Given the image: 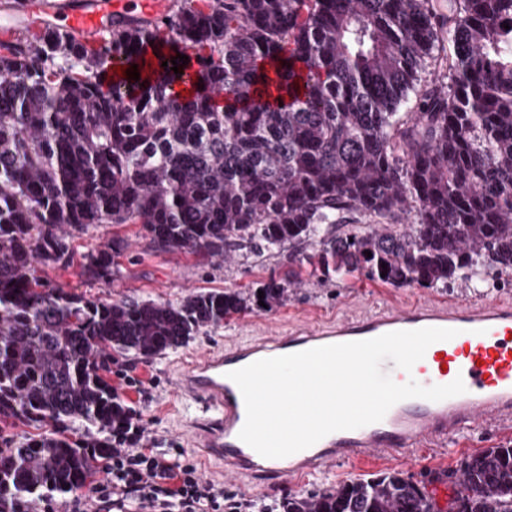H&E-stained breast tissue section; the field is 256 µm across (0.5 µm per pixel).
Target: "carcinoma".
I'll return each instance as SVG.
<instances>
[{"label": "carcinoma", "instance_id": "cac0c4a2", "mask_svg": "<svg viewBox=\"0 0 512 512\" xmlns=\"http://www.w3.org/2000/svg\"><path fill=\"white\" fill-rule=\"evenodd\" d=\"M38 25L0 41V421L33 428L0 441V512L103 467L134 418L116 357L149 362L247 307L230 289L103 301L36 275L71 264L75 238L101 224L218 259L314 245L312 271L392 286L512 271V0H180L83 43ZM435 48L448 83L418 89ZM116 59L139 79L106 88ZM192 68L199 89L182 98ZM122 250L91 246L84 274L111 279ZM261 291L271 306L286 288ZM448 478V512H512L511 443ZM261 512L441 509L393 471Z\"/></svg>", "mask_w": 512, "mask_h": 512}]
</instances>
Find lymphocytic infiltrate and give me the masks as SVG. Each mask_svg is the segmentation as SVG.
Here are the masks:
<instances>
[{"instance_id": "obj_1", "label": "lymphocytic infiltrate", "mask_w": 512, "mask_h": 512, "mask_svg": "<svg viewBox=\"0 0 512 512\" xmlns=\"http://www.w3.org/2000/svg\"><path fill=\"white\" fill-rule=\"evenodd\" d=\"M145 428L135 423L127 437L115 439L105 475L91 481L72 500V512L94 503L104 512H242L224 503V492L200 476L180 449L143 445Z\"/></svg>"}]
</instances>
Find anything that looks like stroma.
<instances>
[{"instance_id":"stroma-1","label":"stroma","mask_w":512,"mask_h":512,"mask_svg":"<svg viewBox=\"0 0 512 512\" xmlns=\"http://www.w3.org/2000/svg\"><path fill=\"white\" fill-rule=\"evenodd\" d=\"M116 236L124 239L125 248L116 259L118 271L111 283L89 280L77 262L65 268L47 270V278L65 290L104 300L135 296L175 302L185 294L201 289H232L249 293L269 280L287 279L289 269L306 266L304 251L285 247L260 255L241 251L223 261L169 252L153 243L137 224L100 225L75 239V251L84 253L89 245L108 243ZM442 297L475 303L495 298L512 299V273L493 275L479 284L457 283L446 290L394 287L371 281L359 273L327 279L308 275L301 285L289 288L280 304L263 309L249 306L224 326L203 329L187 344L167 350L152 362L144 363L129 356L119 358L112 367V385L145 424L146 447L181 449L186 461L194 464L198 457L186 438L191 410L172 389L177 365L190 363L199 352L243 342L268 329L287 332L297 319L308 315L329 319L343 312L376 311L397 302ZM509 441H512V425L481 427L468 433L454 446L425 445L395 458L364 466L341 462L316 477L293 482L271 481L255 485L246 479H224L220 477V466L216 463L211 466L209 480L222 488L225 496L270 503L288 495L307 496L342 482L396 470L423 483L439 508L444 510L452 488L447 482L435 480V473L457 468L468 455Z\"/></svg>"}]
</instances>
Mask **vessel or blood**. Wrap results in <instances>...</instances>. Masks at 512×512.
<instances>
[{"mask_svg":"<svg viewBox=\"0 0 512 512\" xmlns=\"http://www.w3.org/2000/svg\"><path fill=\"white\" fill-rule=\"evenodd\" d=\"M169 0H98L90 10L70 0H30L31 17L48 16L80 39H89L110 22L153 18ZM447 328L456 335L432 344L411 371L383 365L392 379H415L423 386L462 378L464 393L441 400L411 398L393 405L384 418L358 429L333 432L313 446L285 458H266L238 437L246 410L231 371L255 361L315 347L372 339L394 331ZM177 397L200 404L194 443L202 463L220 462L228 477L295 481L324 473L339 461L366 465L423 444L444 447L476 428L512 421V301L481 304L427 299L325 324L304 321L288 335L261 336L194 358L175 378Z\"/></svg>","mask_w":512,"mask_h":512,"instance_id":"1","label":"vessel or blood"}]
</instances>
